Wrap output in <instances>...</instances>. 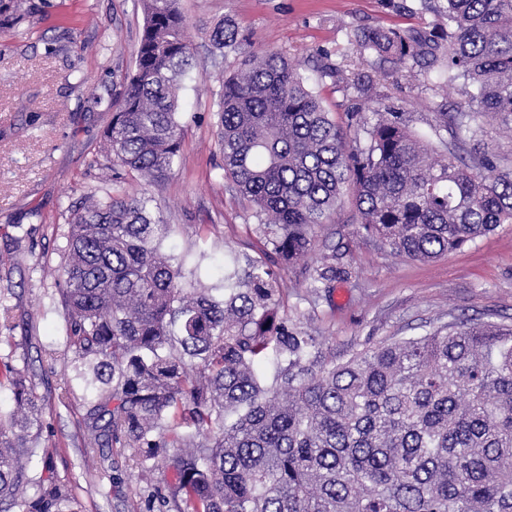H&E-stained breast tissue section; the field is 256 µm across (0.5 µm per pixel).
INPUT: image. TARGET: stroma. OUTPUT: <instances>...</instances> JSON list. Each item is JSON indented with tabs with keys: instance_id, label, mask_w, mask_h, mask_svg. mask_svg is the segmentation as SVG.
Listing matches in <instances>:
<instances>
[{
	"instance_id": "obj_1",
	"label": "stroma",
	"mask_w": 512,
	"mask_h": 512,
	"mask_svg": "<svg viewBox=\"0 0 512 512\" xmlns=\"http://www.w3.org/2000/svg\"><path fill=\"white\" fill-rule=\"evenodd\" d=\"M34 14L0 30V289H9L8 321H0V356L34 373L45 407L40 444L54 453L61 478L74 487L84 512H146L148 493L164 489L167 474L138 478L127 450L93 457L83 442L86 407L64 355V320L56 271L67 249L71 205L90 192L153 196L171 226L166 248L207 255L205 282H217L228 249L260 246L250 209L230 191L217 147L212 92L220 72L241 57L213 51L207 32L232 17L253 50L281 52L313 75L319 52L346 70L371 73L352 41L361 28L432 31L440 15L419 0H178L194 47L181 79L180 158L159 185L95 162L112 120V94L133 67L144 24L141 0H32ZM466 83H438L435 73L396 70L376 82L383 105L411 113L428 132L438 111L463 100ZM344 206L315 229L307 259L282 269L289 323L317 336L319 361L342 362L391 336H421L468 317L512 324V224L463 249L421 263L395 255L380 239L361 234ZM335 254L349 274L315 297L308 269Z\"/></svg>"
}]
</instances>
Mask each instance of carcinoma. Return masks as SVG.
<instances>
[{
    "label": "carcinoma",
    "mask_w": 512,
    "mask_h": 512,
    "mask_svg": "<svg viewBox=\"0 0 512 512\" xmlns=\"http://www.w3.org/2000/svg\"><path fill=\"white\" fill-rule=\"evenodd\" d=\"M446 2L435 35L355 34L361 55L472 86L430 126L434 141L381 105L370 77L329 63L319 77H341L372 117L336 123L278 52L248 54L224 79L213 100L224 177L251 205L263 249L224 254L216 284L163 249L170 225L153 197L92 195L68 209L57 292L90 447L129 450L143 474L165 466L171 512H512V326L442 325L322 366L317 337L281 313L273 269L309 252L348 193L359 231L413 261L512 223V158L475 129L459 136L474 115L512 123V0ZM142 4L102 151L153 185L180 157L193 45L176 0ZM31 11L0 0V28ZM209 42L223 56L242 46L228 18ZM309 278L315 288L336 278V254ZM268 363L269 382L258 373ZM1 391L12 406L0 411V512H82L39 447L44 406L28 366L4 364Z\"/></svg>",
    "instance_id": "obj_1"
}]
</instances>
